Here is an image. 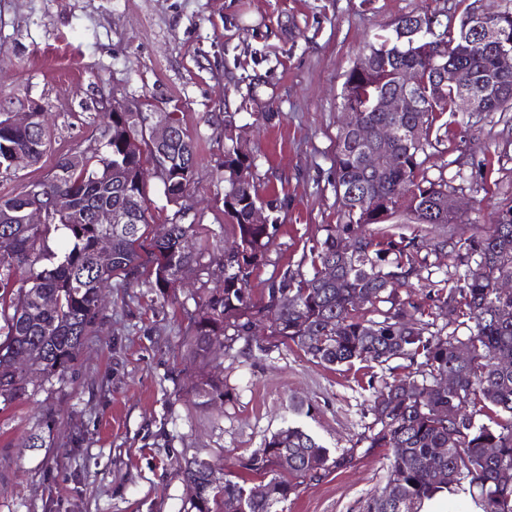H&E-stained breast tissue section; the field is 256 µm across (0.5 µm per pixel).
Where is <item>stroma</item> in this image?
Segmentation results:
<instances>
[{"label":"stroma","instance_id":"35a3bbf8","mask_svg":"<svg viewBox=\"0 0 512 512\" xmlns=\"http://www.w3.org/2000/svg\"><path fill=\"white\" fill-rule=\"evenodd\" d=\"M463 0H0V114L37 103L49 148L0 196L21 192L62 155L89 147L118 98L174 112L198 146L195 182L180 205L147 181V236L177 221L193 227L199 262L166 294L112 279L93 334L62 379L0 411V512H181L179 473L199 456L230 472L265 438L295 423L341 468L304 481L285 512H364L387 481L389 449L369 445L372 385L406 372L357 363L331 368L293 343L270 340L224 361L230 398L203 408L184 346L202 289L220 276L224 221V115L241 113L257 154V184L280 229L254 272L253 300L301 267L323 227L337 221L334 162L347 71L374 34L429 10L458 26ZM272 118L261 121V113ZM429 178L475 186L457 224L388 221L389 232L428 238L479 235L512 206V109L452 125L425 163ZM302 402L304 410L292 409ZM41 448L28 437L41 427Z\"/></svg>","mask_w":512,"mask_h":512}]
</instances>
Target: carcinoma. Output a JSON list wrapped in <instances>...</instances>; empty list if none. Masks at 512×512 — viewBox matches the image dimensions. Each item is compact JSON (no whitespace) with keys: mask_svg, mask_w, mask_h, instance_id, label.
I'll return each mask as SVG.
<instances>
[{"mask_svg":"<svg viewBox=\"0 0 512 512\" xmlns=\"http://www.w3.org/2000/svg\"><path fill=\"white\" fill-rule=\"evenodd\" d=\"M478 11L512 36V8L474 7L465 11L458 28L447 25L432 40L413 35L422 24L438 23L428 13L403 16L393 33L373 36L367 46L370 66L354 64L340 93L341 108L358 112L360 123L355 132H340L336 139L338 223L323 226V237L309 247L310 270L285 271L259 305L252 301L250 278L265 260L278 225L251 222L253 206L261 203L256 155L233 136L238 113H224V217L236 234L222 250L223 278L201 298L186 340L199 368L192 393L201 406L222 407L227 390L224 378L212 373L213 345L224 344L227 356L236 341L250 348L266 333L296 344L325 366L419 360L416 371L384 379L374 388L371 411L378 429L369 447L388 448L391 454L387 482L368 501L366 512H421L424 499L464 481L477 491L482 512H512V484L499 482L501 468L512 466V366L499 364L504 356L512 358V293L495 288L498 278L512 277V205L479 237L424 240L372 229L394 217L403 198L409 201L408 223L455 224L460 219L448 216V195L458 188L429 178L424 168L428 151L448 137L444 116L454 115L457 96L441 85L438 66L470 70L474 89L485 100L484 111L505 112L512 105V72L497 75L490 44L463 36ZM405 69H416L425 79L419 100L426 111H377L379 99L402 92ZM164 116L176 133L163 149L174 187L184 172L195 173L197 144L175 113ZM420 119L425 128L417 140L405 138L403 131ZM379 127L394 131L389 146L395 161L372 175L365 157L374 149ZM46 131L43 112L26 126L1 121L0 174L15 175L39 163ZM128 134L141 137L143 127L121 116L101 132L94 151L60 156L51 175L31 183L35 200L47 210L56 195L74 196L75 218L52 212L46 224H17L14 211L22 206V194L0 196V402L22 400L29 387L67 373L99 316L98 292L112 278L140 280L164 295L182 268L198 262L199 256L182 245L190 224L175 221L162 237L145 236L146 191L134 183L137 161L121 156L120 144ZM118 209L135 210L139 223H99V212ZM53 234L65 240L59 253L48 244ZM449 251L465 270L450 288L436 291V307L450 324L461 318L473 323L464 340L442 328L433 330L435 321L398 294L428 267L429 255ZM329 265L336 266L332 280L322 275ZM393 279L398 285L390 284ZM361 297L379 319L366 317L358 304ZM379 304L388 308L381 310ZM459 345L469 350L468 359L457 358ZM20 355L27 358L24 368L15 363ZM445 377L454 379L455 389L440 386ZM478 406L488 422L476 419ZM436 448L447 453L437 455ZM284 456L287 480L278 471ZM340 464L308 431L288 425L240 461L243 470L261 478L257 484L231 479L206 458L185 461L179 472L192 494L183 512H226L224 503L231 500L243 503L241 512H279V505L295 494L296 480Z\"/></svg>","mask_w":512,"mask_h":512,"instance_id":"cac0c4a2","label":"carcinoma"}]
</instances>
